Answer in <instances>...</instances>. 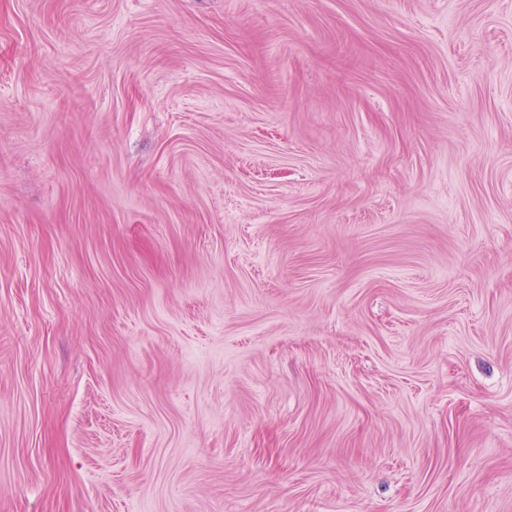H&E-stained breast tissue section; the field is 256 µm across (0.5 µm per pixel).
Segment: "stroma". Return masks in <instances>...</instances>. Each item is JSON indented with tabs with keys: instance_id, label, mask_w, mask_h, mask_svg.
Returning <instances> with one entry per match:
<instances>
[{
	"instance_id": "35a3bbf8",
	"label": "stroma",
	"mask_w": 512,
	"mask_h": 512,
	"mask_svg": "<svg viewBox=\"0 0 512 512\" xmlns=\"http://www.w3.org/2000/svg\"><path fill=\"white\" fill-rule=\"evenodd\" d=\"M0 512H512V0H0Z\"/></svg>"
}]
</instances>
